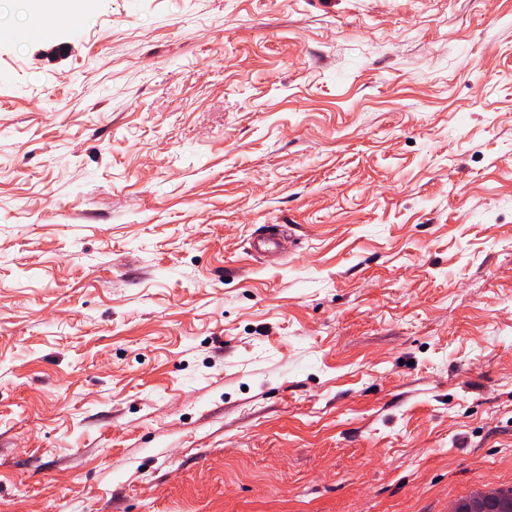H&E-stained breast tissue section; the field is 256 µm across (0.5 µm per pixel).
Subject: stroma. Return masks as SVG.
Returning <instances> with one entry per match:
<instances>
[{
	"label": "stroma",
	"instance_id": "stroma-1",
	"mask_svg": "<svg viewBox=\"0 0 512 512\" xmlns=\"http://www.w3.org/2000/svg\"><path fill=\"white\" fill-rule=\"evenodd\" d=\"M1 31L0 512L512 486V0H0Z\"/></svg>",
	"mask_w": 512,
	"mask_h": 512
}]
</instances>
